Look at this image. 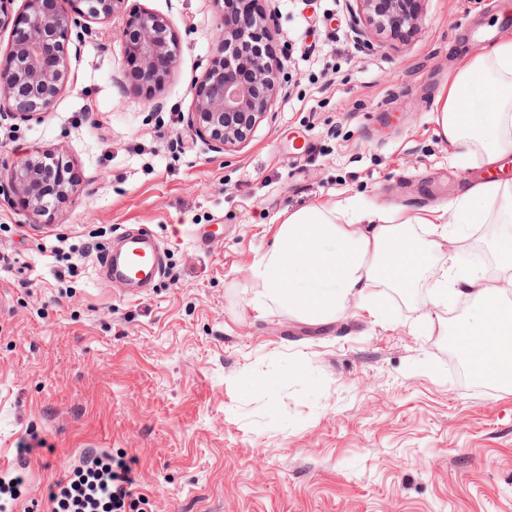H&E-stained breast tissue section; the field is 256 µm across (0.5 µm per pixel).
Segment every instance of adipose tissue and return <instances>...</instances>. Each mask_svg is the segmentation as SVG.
Returning a JSON list of instances; mask_svg holds the SVG:
<instances>
[{"mask_svg": "<svg viewBox=\"0 0 512 512\" xmlns=\"http://www.w3.org/2000/svg\"><path fill=\"white\" fill-rule=\"evenodd\" d=\"M439 134L467 163L479 153L495 165L512 150V40L487 44L482 53L443 88L435 101ZM452 222L470 223L486 211L492 224L512 223V184L488 181L470 187L448 205ZM441 213L423 216L427 238H414L410 218L335 206L302 208L279 224L271 248L249 268L262 292L253 310L287 309L310 322L327 321L349 307L371 308L382 287H412L418 270L448 238ZM451 222V223H452ZM512 243L503 244L498 274L489 280L457 263L436 276L428 295L429 323L447 330L441 310L449 302L472 308L474 323H461L472 363L498 378L512 377Z\"/></svg>", "mask_w": 512, "mask_h": 512, "instance_id": "ef3b65f1", "label": "adipose tissue"}]
</instances>
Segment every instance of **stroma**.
Instances as JSON below:
<instances>
[{
    "label": "stroma",
    "instance_id": "35a3bbf8",
    "mask_svg": "<svg viewBox=\"0 0 512 512\" xmlns=\"http://www.w3.org/2000/svg\"><path fill=\"white\" fill-rule=\"evenodd\" d=\"M135 2L179 41L160 91L128 77L122 17L91 19L52 112L0 118V461L32 449L15 512H50L90 448L134 460L154 512H512V386L448 356L471 308L429 328L426 281L380 288L381 315L319 324L247 305L286 213L354 197L422 215L461 195L449 179H476L482 159L453 161L435 100L512 33V0H422L415 28L384 33L355 0H255L288 90L219 151L187 121L222 6ZM33 150L76 177L49 218L7 187ZM133 225L165 250L139 298L98 267ZM454 233L488 263L512 223Z\"/></svg>",
    "mask_w": 512,
    "mask_h": 512
}]
</instances>
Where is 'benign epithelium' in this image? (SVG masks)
<instances>
[{
    "mask_svg": "<svg viewBox=\"0 0 512 512\" xmlns=\"http://www.w3.org/2000/svg\"><path fill=\"white\" fill-rule=\"evenodd\" d=\"M221 1L224 57L192 85L194 108L188 118L197 136L216 150L245 140L288 86L284 65L262 49L266 19L238 23L231 9L235 0H216ZM74 2L85 5L86 11L69 12L58 7L57 0H25L22 26L10 53L0 60V112L28 120L51 111L67 85V46L71 37L81 39L82 18L108 19L125 10L129 0ZM355 2L366 23L384 32L414 25L421 0ZM121 37L131 64L129 76L149 93L160 89L180 51L167 21L150 11L131 8ZM68 170L69 165L42 152L11 171L12 192L33 214L49 215L72 190L64 177Z\"/></svg>",
    "mask_w": 512,
    "mask_h": 512,
    "instance_id": "7a95c632",
    "label": "benign epithelium"
}]
</instances>
